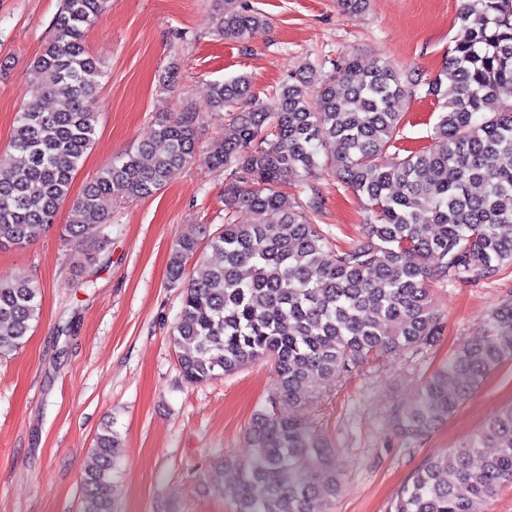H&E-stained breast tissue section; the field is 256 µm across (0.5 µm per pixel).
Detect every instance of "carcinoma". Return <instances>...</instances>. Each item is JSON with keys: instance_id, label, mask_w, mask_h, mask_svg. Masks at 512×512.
<instances>
[{"instance_id": "carcinoma-1", "label": "carcinoma", "mask_w": 512, "mask_h": 512, "mask_svg": "<svg viewBox=\"0 0 512 512\" xmlns=\"http://www.w3.org/2000/svg\"><path fill=\"white\" fill-rule=\"evenodd\" d=\"M108 0H64L36 61L34 98L17 112L11 151L0 156V248L22 247L50 229L94 142L104 65L84 43ZM265 16L224 0L218 29L245 42ZM454 47L433 77L402 76L386 60L349 57L332 72L290 76L269 112L249 102L245 76L212 85L211 107L234 114L236 137L199 150L196 114L159 124L155 140L112 159L76 198L66 241L108 242L114 191L138 201L157 194L172 169L202 161L224 172V208L250 224L200 225L181 235L169 282L183 288L172 340L182 377L200 384L257 361L272 363L276 398L253 415L254 448L238 481L223 489L237 512H329L336 452L276 400L303 402L317 383L400 347L441 336L433 286L489 278L512 265V0H465ZM453 97L434 127L437 146L384 160L395 146L415 90ZM329 169L366 200V235L333 248L312 221L317 193L307 182ZM219 256L212 261L200 243ZM193 267H188V264ZM41 289L0 278V356L17 349L37 321ZM512 357V304L498 308L470 344L431 373L397 419L416 438L448 419L488 375ZM118 434L95 437L96 467L82 479V512H114ZM512 483V407L469 442L428 459L389 512H482Z\"/></svg>"}]
</instances>
